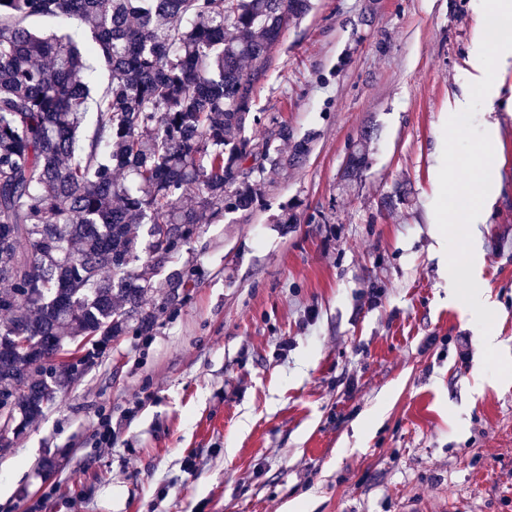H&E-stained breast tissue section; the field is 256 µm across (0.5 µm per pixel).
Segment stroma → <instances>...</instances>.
I'll use <instances>...</instances> for the list:
<instances>
[{"mask_svg":"<svg viewBox=\"0 0 512 512\" xmlns=\"http://www.w3.org/2000/svg\"><path fill=\"white\" fill-rule=\"evenodd\" d=\"M472 4L310 0L254 102L307 158L202 225L196 287L148 295L153 329L0 448V512H512V67L449 110L475 30L501 39ZM441 138L450 186L487 163L475 217L435 202Z\"/></svg>","mask_w":512,"mask_h":512,"instance_id":"stroma-1","label":"stroma"}]
</instances>
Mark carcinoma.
Returning <instances> with one entry per match:
<instances>
[{"label":"carcinoma","instance_id":"obj_1","mask_svg":"<svg viewBox=\"0 0 512 512\" xmlns=\"http://www.w3.org/2000/svg\"><path fill=\"white\" fill-rule=\"evenodd\" d=\"M308 0H0V447L56 402L82 340L150 329L154 288L199 225L251 211L261 176L303 161L259 135L256 85ZM34 18L89 23L86 42ZM111 83L95 98L86 57ZM123 179H115L116 172ZM50 355L46 366L33 368Z\"/></svg>","mask_w":512,"mask_h":512}]
</instances>
